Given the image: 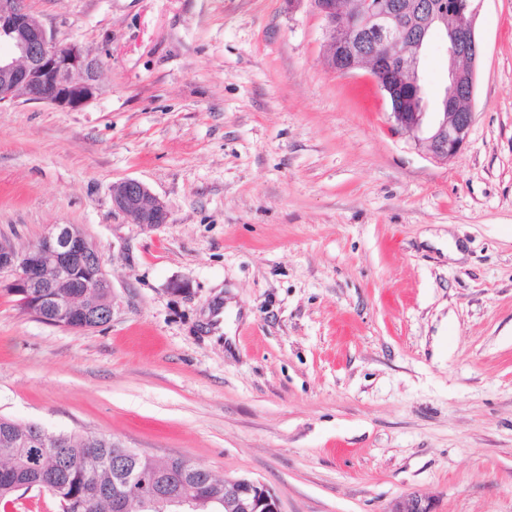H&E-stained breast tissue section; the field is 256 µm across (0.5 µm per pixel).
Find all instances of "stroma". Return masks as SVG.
Segmentation results:
<instances>
[{"instance_id":"stroma-1","label":"stroma","mask_w":512,"mask_h":512,"mask_svg":"<svg viewBox=\"0 0 512 512\" xmlns=\"http://www.w3.org/2000/svg\"><path fill=\"white\" fill-rule=\"evenodd\" d=\"M27 4L101 91L0 105V241L77 225L114 305L73 330L0 287V416L256 478L282 512H512V0L471 2L445 162L327 65L310 0ZM419 69L437 111L445 48ZM125 178L168 223L113 210ZM388 512H435L432 502L417 493H410L396 501Z\"/></svg>"}]
</instances>
